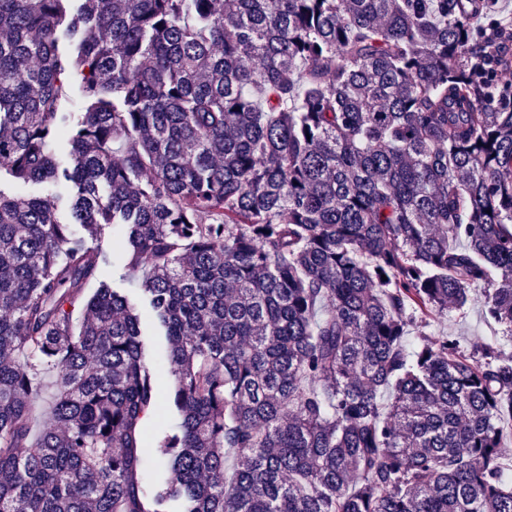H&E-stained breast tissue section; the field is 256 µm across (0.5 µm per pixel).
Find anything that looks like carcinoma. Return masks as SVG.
<instances>
[{"instance_id":"1","label":"carcinoma","mask_w":512,"mask_h":512,"mask_svg":"<svg viewBox=\"0 0 512 512\" xmlns=\"http://www.w3.org/2000/svg\"><path fill=\"white\" fill-rule=\"evenodd\" d=\"M486 10L0 0V181L71 189L87 231L0 187V512H512V353L407 343L477 303L512 344V27L486 46ZM106 224L143 314L100 280ZM144 316L178 419L151 444Z\"/></svg>"}]
</instances>
